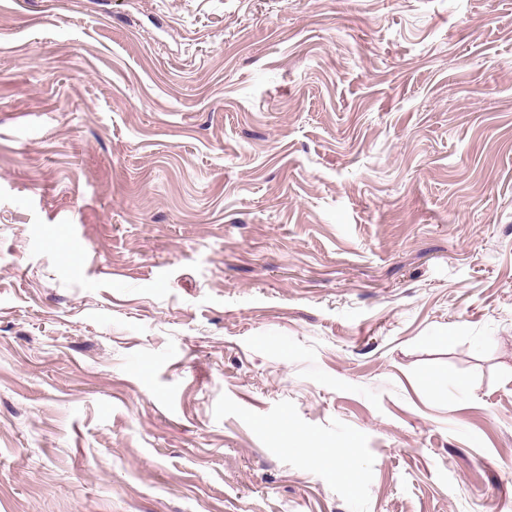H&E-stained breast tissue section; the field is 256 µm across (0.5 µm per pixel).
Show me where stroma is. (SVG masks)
Listing matches in <instances>:
<instances>
[{
    "instance_id": "35a3bbf8",
    "label": "stroma",
    "mask_w": 512,
    "mask_h": 512,
    "mask_svg": "<svg viewBox=\"0 0 512 512\" xmlns=\"http://www.w3.org/2000/svg\"><path fill=\"white\" fill-rule=\"evenodd\" d=\"M0 512H512V0H0ZM313 442L315 448H303V450L316 467L333 468L336 472V480L346 485L354 486L359 482L360 472L343 458L339 449L354 445V439H348L347 446L337 444L336 448L318 439Z\"/></svg>"
}]
</instances>
